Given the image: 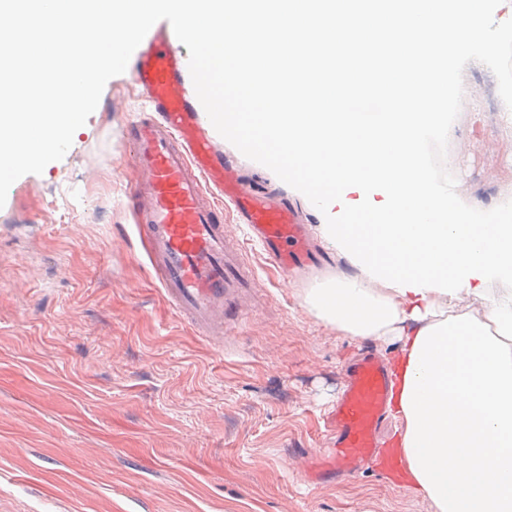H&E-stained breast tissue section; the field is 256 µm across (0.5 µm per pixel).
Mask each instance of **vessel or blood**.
Listing matches in <instances>:
<instances>
[{"label":"vessel or blood","mask_w":512,"mask_h":512,"mask_svg":"<svg viewBox=\"0 0 512 512\" xmlns=\"http://www.w3.org/2000/svg\"><path fill=\"white\" fill-rule=\"evenodd\" d=\"M172 39L170 23L159 22L136 56L134 80L155 112L140 116L126 139L134 215L146 227L170 307L220 348L228 330L224 313L253 287L255 275L225 238L219 204L232 205L237 222L246 225L251 240L262 245L283 276L319 266L320 258L294 208L246 188L205 133ZM393 387L387 366L375 354L363 353L350 365L329 417V440L307 469L309 481H339L375 463L394 467L379 439Z\"/></svg>","instance_id":"obj_1"}]
</instances>
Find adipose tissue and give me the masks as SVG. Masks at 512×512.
Instances as JSON below:
<instances>
[{
    "label": "adipose tissue",
    "instance_id": "ef3b65f1",
    "mask_svg": "<svg viewBox=\"0 0 512 512\" xmlns=\"http://www.w3.org/2000/svg\"><path fill=\"white\" fill-rule=\"evenodd\" d=\"M318 317L345 335L397 341L392 402L413 486L435 512H512V341L449 295L403 294L363 271L309 290Z\"/></svg>",
    "mask_w": 512,
    "mask_h": 512
}]
</instances>
